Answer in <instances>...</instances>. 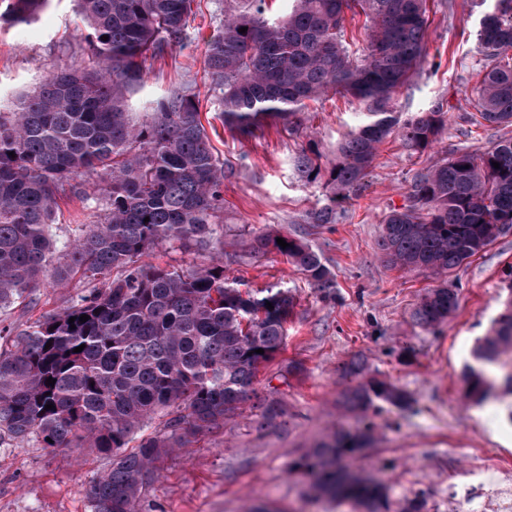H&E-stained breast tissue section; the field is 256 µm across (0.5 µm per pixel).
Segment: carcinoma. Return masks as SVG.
<instances>
[{"mask_svg": "<svg viewBox=\"0 0 512 512\" xmlns=\"http://www.w3.org/2000/svg\"><path fill=\"white\" fill-rule=\"evenodd\" d=\"M0 1V19L13 25L34 23L49 2ZM77 2L84 65L53 71L0 111V309L42 286L64 287L78 273L103 288L27 329L0 327V339L11 340L0 346V446L35 437L45 448H94L110 468L91 486L92 512H137L161 455L182 437L224 423L256 395L257 375L285 345L296 300L286 288L241 291L224 279L220 258L194 270L143 261L166 244L224 252L218 213L230 168L212 150L198 96L171 90L132 111L154 61L183 42L193 0ZM479 4L481 79L467 121L511 126L512 0ZM266 6L267 0H234L224 8L222 28L206 46L205 71L224 126L243 135L276 120L293 133L308 103L331 91L355 106L358 123L334 159L324 164L314 150L293 159L302 180H322L331 190L306 222L334 224L336 206L365 187L383 141L396 134L422 153L448 121L442 103L406 120L396 104L426 59L428 0H290L288 12L276 17ZM357 16L365 17L363 48L347 30V19ZM91 175L101 181L92 193L83 189ZM73 195L89 209L104 204V222L63 244L68 261L56 266L54 211ZM511 230L509 137L416 174L407 204L384 218L378 247L392 266L445 276ZM283 239L286 248L257 235L250 252L285 255L319 290L335 287L317 252ZM509 291L474 352L477 365L465 373L464 397L473 404L512 396ZM457 304L454 289L431 288L415 322L435 327ZM83 314L90 316L84 323ZM49 377L55 384L46 385ZM378 401L411 404L391 384L359 382L345 396L346 407L361 412L358 425L318 443L299 466L313 474L321 497L355 512H421L419 496L397 502L390 487L346 469L365 457L374 429L368 412ZM158 412L169 416L165 432L126 451Z\"/></svg>", "mask_w": 512, "mask_h": 512, "instance_id": "cac0c4a2", "label": "carcinoma"}]
</instances>
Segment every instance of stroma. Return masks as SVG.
<instances>
[{"mask_svg": "<svg viewBox=\"0 0 512 512\" xmlns=\"http://www.w3.org/2000/svg\"><path fill=\"white\" fill-rule=\"evenodd\" d=\"M429 16L426 61L397 104L409 115L444 103L448 122L419 155L398 137L386 139L363 190L338 207L333 224L306 223L329 189L321 181H299L289 159L309 146L323 160L333 158L355 121L345 99L330 94L310 103L293 134L279 124L253 136L225 127L204 64L206 42L224 20V0H195L182 46L155 62L151 86L193 88L211 144L233 171L224 181L225 279L254 290L289 289L297 305L282 352L258 376L257 398L159 458L141 512H249L254 505L269 512H334L310 494L296 464L314 442L353 424L342 401L356 383L344 373L354 362L362 364L364 378L394 384L413 405H383L366 458L350 462V470L391 485L394 498L420 496L422 512H469L470 496L512 486V412L503 403L476 406L462 398L472 350L512 285V232L444 280L390 266L377 248L385 216L405 205L415 173L453 152L480 153L512 136V126L478 129L466 120L480 60L473 0H429ZM84 59L76 0H51L30 26L0 24V99ZM100 219L79 199L59 201L56 235L72 239ZM261 233L307 243L333 273L335 288L318 290L281 254L251 257L248 244ZM443 281L456 290L458 308L437 329H422L413 310ZM91 287L76 277L64 288L38 289L1 313L0 322L26 329ZM263 398L277 402L281 416L264 419ZM109 466L91 448L52 449L35 441L0 447V512H91L90 488Z\"/></svg>", "mask_w": 512, "mask_h": 512, "instance_id": "stroma-1", "label": "stroma"}]
</instances>
